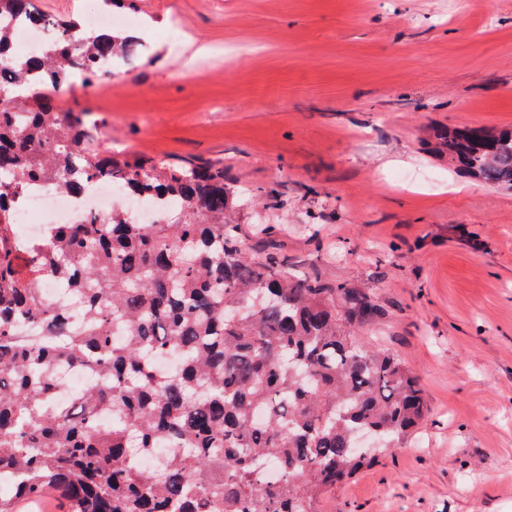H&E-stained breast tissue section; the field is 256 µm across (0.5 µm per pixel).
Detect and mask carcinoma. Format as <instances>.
<instances>
[{"instance_id": "carcinoma-1", "label": "carcinoma", "mask_w": 512, "mask_h": 512, "mask_svg": "<svg viewBox=\"0 0 512 512\" xmlns=\"http://www.w3.org/2000/svg\"><path fill=\"white\" fill-rule=\"evenodd\" d=\"M18 21L55 38L18 55ZM140 52L36 0H0V479H13L0 512L50 488L59 512H319L329 489L418 430L424 390L360 336L377 314L364 292L250 254L223 166L118 162L84 112L58 104L73 79L105 80ZM444 145L468 174L512 187V131L452 130ZM102 178L167 199L166 219L135 223L118 204L105 224H52L37 243L15 234L13 202L31 183L78 196ZM57 280L78 318L46 303ZM22 321L43 336H18ZM58 362L96 383L57 401ZM164 446L177 454L138 464Z\"/></svg>"}]
</instances>
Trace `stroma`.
Instances as JSON below:
<instances>
[{
    "label": "stroma",
    "mask_w": 512,
    "mask_h": 512,
    "mask_svg": "<svg viewBox=\"0 0 512 512\" xmlns=\"http://www.w3.org/2000/svg\"><path fill=\"white\" fill-rule=\"evenodd\" d=\"M166 2L66 101L117 160L223 161L244 243L367 289L430 407L321 512H512V188L438 140L512 130V0H180L177 55Z\"/></svg>",
    "instance_id": "1"
}]
</instances>
